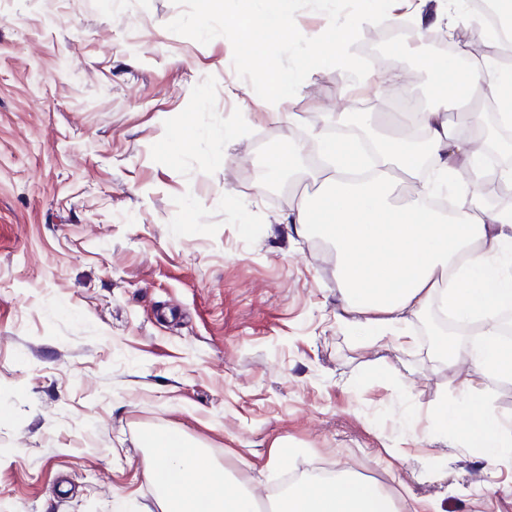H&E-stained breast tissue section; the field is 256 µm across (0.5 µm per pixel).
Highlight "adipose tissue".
Returning a JSON list of instances; mask_svg holds the SVG:
<instances>
[{
  "label": "adipose tissue",
  "mask_w": 512,
  "mask_h": 512,
  "mask_svg": "<svg viewBox=\"0 0 512 512\" xmlns=\"http://www.w3.org/2000/svg\"><path fill=\"white\" fill-rule=\"evenodd\" d=\"M413 19L415 55L420 69L430 75L432 98L444 104L452 95L492 96L501 123L511 125L512 68L488 58L470 68L457 67L450 58L434 60L423 42L426 32L454 22L439 0H420ZM400 120L405 127L414 122L423 126L424 141L405 130L381 142L373 174L364 183L349 180L354 152L333 139H323V162L315 170L301 172L274 160V167L303 174L320 188L314 198L300 201L288 221L298 237L316 234L335 249L342 311L369 335L400 331L434 302L457 321L479 324V337L470 345L440 346L448 364H468L472 377L460 398L440 401L437 412L462 447L512 464V421L496 414L489 387L512 378V344L499 338L502 315L512 310V206L485 204V171L475 165L471 141L457 133L445 113L414 109ZM424 165L444 176L457 172L462 190L451 215L443 217L427 207V186L401 197L402 177L417 178Z\"/></svg>",
  "instance_id": "ef3b65f1"
}]
</instances>
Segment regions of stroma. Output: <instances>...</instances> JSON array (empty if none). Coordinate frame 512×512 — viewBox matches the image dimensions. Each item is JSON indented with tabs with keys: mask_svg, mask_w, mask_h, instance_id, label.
<instances>
[{
	"mask_svg": "<svg viewBox=\"0 0 512 512\" xmlns=\"http://www.w3.org/2000/svg\"><path fill=\"white\" fill-rule=\"evenodd\" d=\"M172 0H0V512H160L144 428L255 478L374 483L408 512H512V466L448 441L467 366L337 319L335 250L266 184L336 112L387 122L429 79L387 43L312 71L278 123L228 39L167 30ZM195 136L181 138L185 126Z\"/></svg>",
	"mask_w": 512,
	"mask_h": 512,
	"instance_id": "stroma-1",
	"label": "stroma"
}]
</instances>
